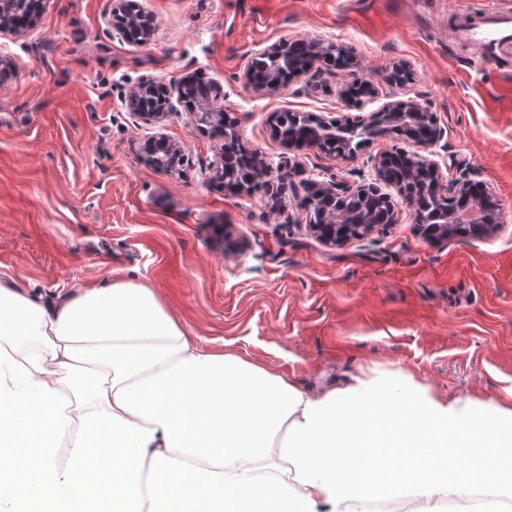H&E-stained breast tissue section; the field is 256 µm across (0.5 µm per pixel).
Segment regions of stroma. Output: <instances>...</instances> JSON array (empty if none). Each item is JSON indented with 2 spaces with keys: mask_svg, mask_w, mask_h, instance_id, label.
I'll list each match as a JSON object with an SVG mask.
<instances>
[{
  "mask_svg": "<svg viewBox=\"0 0 512 512\" xmlns=\"http://www.w3.org/2000/svg\"><path fill=\"white\" fill-rule=\"evenodd\" d=\"M470 0H137L150 40L119 38L114 0H49L21 35H0V278L24 291L74 293L135 277L189 335L290 377L323 382L400 369L441 397L512 398V71L494 70L454 35ZM312 40L351 57L375 89L371 113L412 99L443 131L448 177L493 190L488 237L428 241L396 187L388 225L343 247L319 243L298 203L310 179H371L382 138L351 158L287 152L271 125L284 111L352 112L344 71L308 73L278 92L248 85L251 52ZM218 82L243 144L301 171L283 210L230 192L210 166L223 140L183 111L162 131L184 165L154 169L149 131L125 96L139 78Z\"/></svg>",
  "mask_w": 512,
  "mask_h": 512,
  "instance_id": "obj_1",
  "label": "stroma"
}]
</instances>
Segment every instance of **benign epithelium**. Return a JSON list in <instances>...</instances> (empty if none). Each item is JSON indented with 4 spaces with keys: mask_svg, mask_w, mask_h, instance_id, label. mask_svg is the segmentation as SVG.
<instances>
[{
    "mask_svg": "<svg viewBox=\"0 0 512 512\" xmlns=\"http://www.w3.org/2000/svg\"><path fill=\"white\" fill-rule=\"evenodd\" d=\"M48 0H0V33L20 34L33 27L45 11ZM292 41L283 40L274 43L258 53L254 59H265L267 67L260 76L255 78L253 67L244 72L245 81L255 91L272 93L282 85V64L288 61V50ZM317 63H329L326 49L317 43H311L310 55L295 62L297 74L309 71ZM159 86L164 91L167 103L160 111L149 110L140 102V92L146 87ZM177 101L184 111L190 114L199 125L224 124V106L219 104L220 91L218 85L203 80H185L174 87H168L150 76H145L132 86L127 94V108L145 126L152 129L158 127L168 113L174 110L172 101ZM294 117V113L281 114L273 131L286 147L316 149L331 153L338 157H349L356 153L352 149L351 137L360 139V147L392 135L400 136L406 141L409 150L406 154L413 158L425 170L427 179L416 189V195L404 199V202L416 222L415 229L425 238L433 242H446L458 235L483 238L490 235L497 227L498 220L486 221L482 224H462L459 215L471 208L495 213L493 190L486 183L474 178V174L464 169L455 181H448L440 164L434 159L433 148L442 138V130L438 126L433 113L411 99L394 98L384 103L378 110L366 115L350 117L346 113L334 116L311 117V122L302 132L287 130L286 117ZM167 151L168 155L179 159L183 149L170 141L168 137L156 132L151 134L142 144V151L150 155L157 149ZM239 137L235 129L224 128V150L220 153L213 166L214 177L223 181L227 174L240 179L248 176L245 171H230L231 159L239 152ZM391 152L380 154L374 161V178L359 185L330 179L310 180L306 184L308 194L312 195L320 206L308 209V230L322 244L339 247L354 239H361L365 234L372 233L377 225L373 224L372 215H350L347 224L339 223L340 217L332 209V203L360 197L365 201L379 199L387 204V222H397V213L391 197L382 191V186L394 184L392 175L385 166L386 157ZM257 168L267 186L266 197L274 201L272 208L282 202L287 191L292 187L296 167L289 161H281L273 166L259 158Z\"/></svg>",
    "mask_w": 512,
    "mask_h": 512,
    "instance_id": "7a95c632",
    "label": "benign epithelium"
}]
</instances>
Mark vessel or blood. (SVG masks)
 Here are the masks:
<instances>
[{"instance_id":"1","label":"vessel or blood","mask_w":512,"mask_h":512,"mask_svg":"<svg viewBox=\"0 0 512 512\" xmlns=\"http://www.w3.org/2000/svg\"><path fill=\"white\" fill-rule=\"evenodd\" d=\"M462 36L481 58L499 63L512 46V12L472 6L462 24Z\"/></svg>"}]
</instances>
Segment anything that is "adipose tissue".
I'll return each instance as SVG.
<instances>
[{"instance_id": "adipose-tissue-1", "label": "adipose tissue", "mask_w": 512, "mask_h": 512, "mask_svg": "<svg viewBox=\"0 0 512 512\" xmlns=\"http://www.w3.org/2000/svg\"><path fill=\"white\" fill-rule=\"evenodd\" d=\"M509 428L512 405L398 369L307 393L203 349L139 282L0 279V512H512Z\"/></svg>"}]
</instances>
